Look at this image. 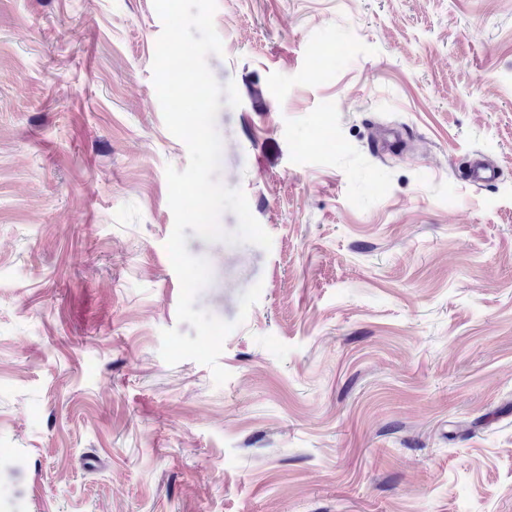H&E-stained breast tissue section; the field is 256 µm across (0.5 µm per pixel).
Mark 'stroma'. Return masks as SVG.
<instances>
[{
    "label": "stroma",
    "instance_id": "1",
    "mask_svg": "<svg viewBox=\"0 0 512 512\" xmlns=\"http://www.w3.org/2000/svg\"><path fill=\"white\" fill-rule=\"evenodd\" d=\"M213 22L218 179L272 238L188 237L220 386L159 354L188 151L153 0H0V512H512V0ZM463 179L478 187H490L498 179L497 170L479 157L470 159L462 170Z\"/></svg>",
    "mask_w": 512,
    "mask_h": 512
}]
</instances>
